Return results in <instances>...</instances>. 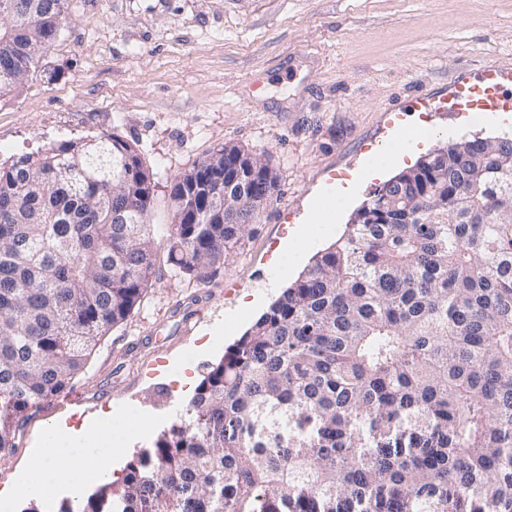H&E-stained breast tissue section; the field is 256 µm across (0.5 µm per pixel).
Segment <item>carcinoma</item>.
Instances as JSON below:
<instances>
[{
    "label": "carcinoma",
    "mask_w": 512,
    "mask_h": 512,
    "mask_svg": "<svg viewBox=\"0 0 512 512\" xmlns=\"http://www.w3.org/2000/svg\"><path fill=\"white\" fill-rule=\"evenodd\" d=\"M0 22V95L39 73L66 0ZM250 169L240 184L236 174ZM276 176L226 142L170 186L167 261L203 280ZM136 145L70 139L0 162V450L63 392L155 273ZM121 209L131 224L112 222ZM512 512V136L428 155L357 209L213 364L122 480L57 512Z\"/></svg>",
    "instance_id": "obj_1"
}]
</instances>
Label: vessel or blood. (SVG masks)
Listing matches in <instances>:
<instances>
[{
	"label": "vessel or blood",
	"instance_id": "1",
	"mask_svg": "<svg viewBox=\"0 0 512 512\" xmlns=\"http://www.w3.org/2000/svg\"><path fill=\"white\" fill-rule=\"evenodd\" d=\"M512 83V69L490 68L483 72L479 83L458 81L454 85L451 99L458 112H512V97L503 89Z\"/></svg>",
	"mask_w": 512,
	"mask_h": 512
}]
</instances>
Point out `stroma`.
Returning a JSON list of instances; mask_svg holds the SVG:
<instances>
[{"mask_svg": "<svg viewBox=\"0 0 512 512\" xmlns=\"http://www.w3.org/2000/svg\"><path fill=\"white\" fill-rule=\"evenodd\" d=\"M66 11L41 62L55 79L33 76L0 97V161L79 137L135 143L155 174V275L71 384L25 413L14 449L0 452V488L66 413L77 425L81 413L124 407L154 432L131 436L122 461L150 447L186 407L169 371L189 363L200 384L255 321L243 307L251 293L271 302L286 288L282 244L332 177L385 147L388 106L402 107L403 126L428 122L434 149L512 130L511 117L488 126L413 104L479 82L486 65L512 66V0H67ZM227 142L265 160L277 190L222 268L176 276L164 246L169 186Z\"/></svg>", "mask_w": 512, "mask_h": 512, "instance_id": "obj_1", "label": "stroma"}]
</instances>
